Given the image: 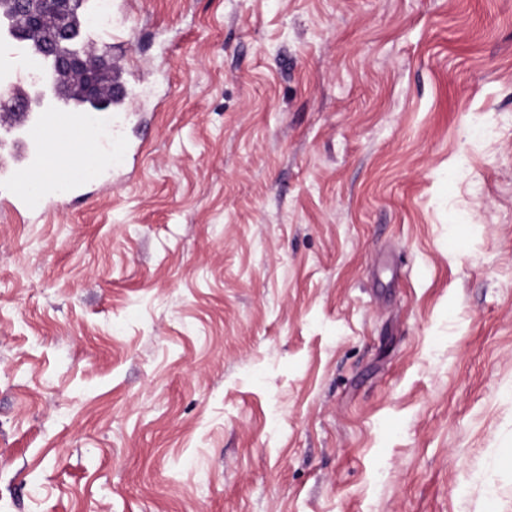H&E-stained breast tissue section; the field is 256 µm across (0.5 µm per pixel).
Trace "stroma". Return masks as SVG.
<instances>
[{
	"instance_id": "obj_1",
	"label": "stroma",
	"mask_w": 512,
	"mask_h": 512,
	"mask_svg": "<svg viewBox=\"0 0 512 512\" xmlns=\"http://www.w3.org/2000/svg\"><path fill=\"white\" fill-rule=\"evenodd\" d=\"M139 153L0 207V512H512V0H114Z\"/></svg>"
}]
</instances>
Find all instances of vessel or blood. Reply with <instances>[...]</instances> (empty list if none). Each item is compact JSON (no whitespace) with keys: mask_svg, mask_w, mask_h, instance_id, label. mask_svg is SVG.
Here are the masks:
<instances>
[{"mask_svg":"<svg viewBox=\"0 0 512 512\" xmlns=\"http://www.w3.org/2000/svg\"><path fill=\"white\" fill-rule=\"evenodd\" d=\"M128 146L119 134L102 137L94 115L53 107L43 112L0 114V186L14 206L29 209L34 200L73 194L88 182H105L111 167L125 164ZM40 176L38 194L26 185Z\"/></svg>","mask_w":512,"mask_h":512,"instance_id":"1","label":"vessel or blood"}]
</instances>
